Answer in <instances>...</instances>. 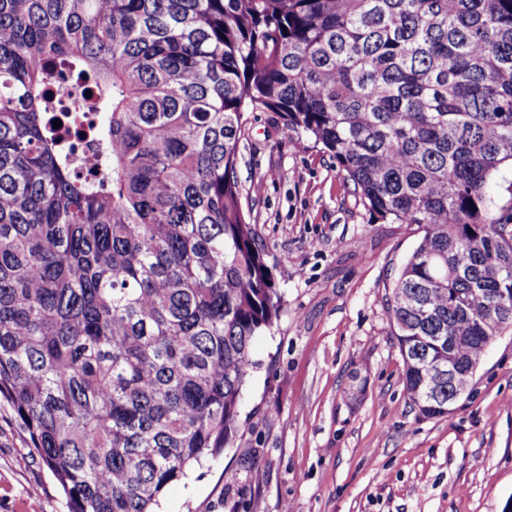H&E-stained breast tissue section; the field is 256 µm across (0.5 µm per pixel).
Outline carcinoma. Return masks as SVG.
I'll return each mask as SVG.
<instances>
[{
    "mask_svg": "<svg viewBox=\"0 0 512 512\" xmlns=\"http://www.w3.org/2000/svg\"><path fill=\"white\" fill-rule=\"evenodd\" d=\"M66 77L94 116L57 110ZM250 112L417 225L386 312L420 417L512 328V201L489 192L512 0H0V397L67 512H154L236 440L281 309L241 207Z\"/></svg>",
    "mask_w": 512,
    "mask_h": 512,
    "instance_id": "1",
    "label": "carcinoma"
}]
</instances>
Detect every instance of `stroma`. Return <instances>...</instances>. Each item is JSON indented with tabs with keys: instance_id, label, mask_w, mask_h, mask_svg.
Here are the masks:
<instances>
[{
	"instance_id": "35a3bbf8",
	"label": "stroma",
	"mask_w": 512,
	"mask_h": 512,
	"mask_svg": "<svg viewBox=\"0 0 512 512\" xmlns=\"http://www.w3.org/2000/svg\"><path fill=\"white\" fill-rule=\"evenodd\" d=\"M242 208L283 294L258 337L239 436L170 484L157 512H503L512 499V330L448 415L418 417L385 295L418 243L373 218L335 160L280 116L240 143ZM0 512H64L0 398Z\"/></svg>"
}]
</instances>
